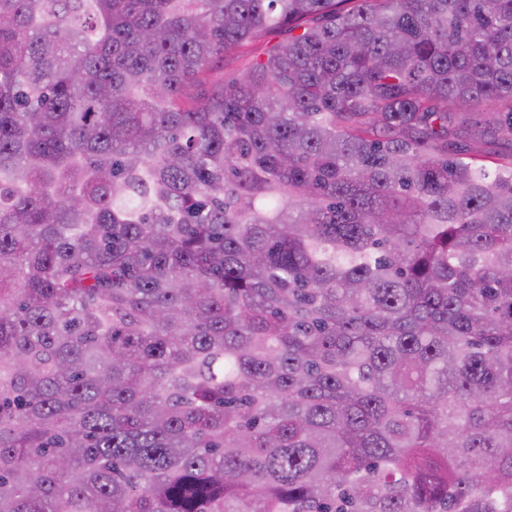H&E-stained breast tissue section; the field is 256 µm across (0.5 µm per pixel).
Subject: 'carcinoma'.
<instances>
[{
    "instance_id": "obj_1",
    "label": "carcinoma",
    "mask_w": 512,
    "mask_h": 512,
    "mask_svg": "<svg viewBox=\"0 0 512 512\" xmlns=\"http://www.w3.org/2000/svg\"><path fill=\"white\" fill-rule=\"evenodd\" d=\"M491 139L512 0H0V512H512Z\"/></svg>"
}]
</instances>
